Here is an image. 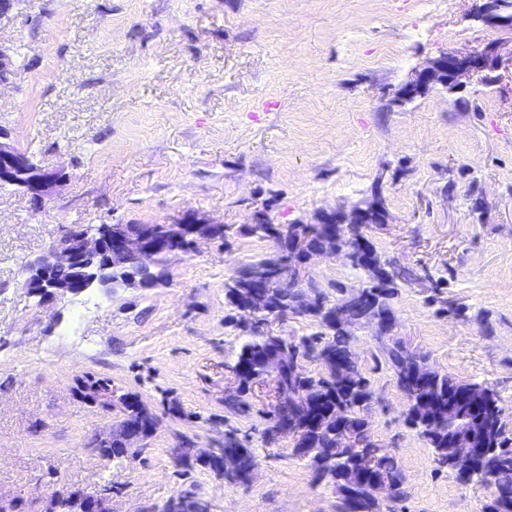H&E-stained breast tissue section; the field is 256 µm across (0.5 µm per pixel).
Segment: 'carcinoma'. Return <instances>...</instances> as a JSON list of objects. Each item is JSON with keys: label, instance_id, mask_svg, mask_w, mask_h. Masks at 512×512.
Listing matches in <instances>:
<instances>
[{"label": "carcinoma", "instance_id": "1", "mask_svg": "<svg viewBox=\"0 0 512 512\" xmlns=\"http://www.w3.org/2000/svg\"><path fill=\"white\" fill-rule=\"evenodd\" d=\"M364 225L349 223V217L331 225V229L346 237L354 238L356 249L351 256V266L361 270L367 281L360 290L367 298L355 310L366 318L389 319L395 313L394 299L398 295L400 273L392 271L373 261L376 248L363 233ZM249 234L275 244L283 257L295 238L303 236L310 249L319 244L320 232L313 224H266L264 232L255 233V225L246 227ZM271 259L264 258L237 268L230 276L236 284L225 289V299L236 311L243 332L249 339L242 345L229 371L239 383L240 393L228 394L224 404L231 409H240L244 402L241 396L249 392L254 383L265 378L266 362L274 352H281L283 369L278 380L286 386H294L304 404L300 410V435L293 438L292 455L307 462L317 479L334 485L339 471L360 457L371 463L377 475L389 476L397 485L394 500L405 497L404 475L396 458L388 453L374 452L377 439L360 415L371 407L374 392L366 371L354 357L353 330L336 326L332 322L334 309L346 295L345 289H336L337 295L330 297L320 290L314 280L306 286L317 290L320 303L304 318L317 324L320 331L310 336L267 335L261 325L273 322L278 314L290 307L296 296V289L284 285L278 271L267 265ZM260 288L267 298V312L251 316L238 297L239 288ZM315 361L321 371L309 373L304 363ZM385 364L393 374L407 403V419L417 434L431 448L436 469L449 468L448 438L452 428L459 424L471 427L475 432L478 455V475L473 481L480 482L483 475L489 476L494 490L483 512H512V420L502 406L496 390H485L480 399L469 395L474 382L460 380L447 373H441L427 363L425 355L408 350L401 341L381 347V356L376 364ZM127 403L126 424L135 423L148 439L154 434L158 417L136 392L125 393ZM423 402L430 409L431 421L424 425L418 417L417 404ZM344 412L338 417V412ZM348 432L351 441L341 439ZM186 472L198 467L229 478L236 483L250 481L258 458L253 449L246 447L240 439L230 433L224 436V446L212 462H199L189 456L178 460ZM369 481L356 490L362 512H378L377 503L368 489ZM196 493L190 491L169 499L159 512H197Z\"/></svg>", "mask_w": 512, "mask_h": 512}]
</instances>
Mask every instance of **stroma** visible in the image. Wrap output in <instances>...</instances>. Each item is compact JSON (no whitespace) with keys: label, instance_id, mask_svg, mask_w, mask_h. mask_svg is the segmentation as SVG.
<instances>
[{"label":"stroma","instance_id":"35a3bbf8","mask_svg":"<svg viewBox=\"0 0 512 512\" xmlns=\"http://www.w3.org/2000/svg\"><path fill=\"white\" fill-rule=\"evenodd\" d=\"M479 0H19L0 17L16 76L0 125L69 178L41 208L0 191V493L35 499L56 485L111 482L112 512H158L192 489L212 512H342L292 441L268 447L276 403L254 385L224 405L246 336L230 324L224 284L274 255L245 233L379 202L365 228L382 259L415 273L395 300L392 338L439 371L484 381L512 413V69L457 93L437 86L399 101L439 55L487 43L512 49V26L478 17ZM224 238L172 257L150 288L98 290L42 308L25 265L79 225L168 224L186 213ZM323 288L365 276L315 258ZM464 315H456V308ZM375 392L373 434L403 472L407 496L379 512H482L491 491L436 471L406 401L375 356L374 327L353 329ZM108 376L138 392L160 427L137 457L110 466L91 436L116 413L73 397L75 378ZM182 416L170 418L169 404ZM237 430L259 463L239 485L180 474L181 436L208 448Z\"/></svg>","mask_w":512,"mask_h":512}]
</instances>
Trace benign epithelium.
Returning a JSON list of instances; mask_svg holds the SVG:
<instances>
[{
  "label": "benign epithelium",
  "mask_w": 512,
  "mask_h": 512,
  "mask_svg": "<svg viewBox=\"0 0 512 512\" xmlns=\"http://www.w3.org/2000/svg\"><path fill=\"white\" fill-rule=\"evenodd\" d=\"M499 63L494 43L481 51L444 53L414 72L405 83V91L400 98L409 100L416 96L418 90L437 83L450 92H456L462 88L461 78L476 76L483 80L497 70ZM29 165V153L12 138L6 127L0 125V183L19 185V193L39 208L67 181V173L44 166L26 179L24 175L28 174ZM216 228L217 225L193 214L175 220L172 232L164 229L138 235L127 231L121 224L83 228L65 235L53 243L46 254L29 262L25 287L29 295L38 298L41 306L53 305L92 287L110 290L112 271L124 267L129 261L149 264L159 249L171 257L191 252L199 243L215 240ZM59 268L71 269L74 276L67 281L56 279L55 273ZM307 269L300 249L288 253L290 285L299 289V293L294 307L282 314L284 321L300 317L314 303L304 285ZM115 438L120 439L127 449L136 447L142 440L141 434L133 432L129 426L116 424L100 432L95 444L109 443ZM448 461L465 476L475 470L476 457L469 428H460L452 436ZM67 495L69 501L65 503L54 494L40 498L42 512H111V501L100 491L94 493L87 488L70 487Z\"/></svg>",
  "instance_id": "1"
}]
</instances>
